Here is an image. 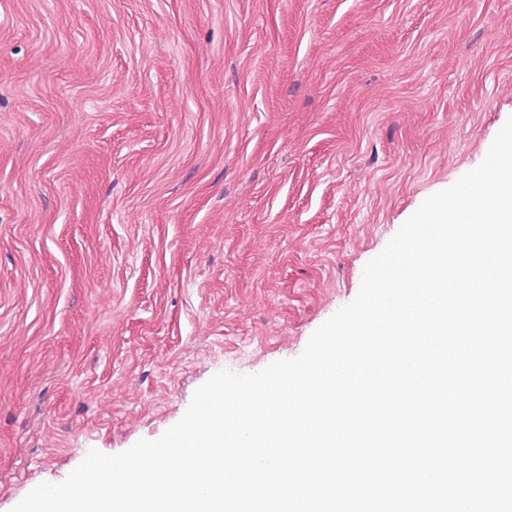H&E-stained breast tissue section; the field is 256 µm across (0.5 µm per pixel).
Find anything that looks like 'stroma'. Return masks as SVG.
I'll return each mask as SVG.
<instances>
[{"label": "stroma", "instance_id": "35a3bbf8", "mask_svg": "<svg viewBox=\"0 0 512 512\" xmlns=\"http://www.w3.org/2000/svg\"><path fill=\"white\" fill-rule=\"evenodd\" d=\"M512 119V0H0V512L299 357Z\"/></svg>", "mask_w": 512, "mask_h": 512}]
</instances>
